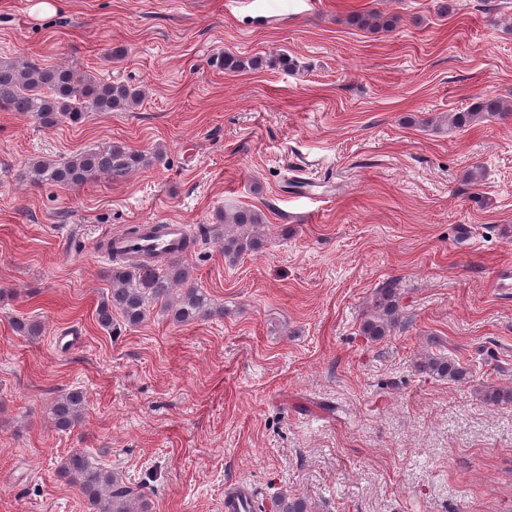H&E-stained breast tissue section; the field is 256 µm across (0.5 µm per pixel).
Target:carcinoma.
<instances>
[{"instance_id":"1","label":"carcinoma","mask_w":512,"mask_h":512,"mask_svg":"<svg viewBox=\"0 0 512 512\" xmlns=\"http://www.w3.org/2000/svg\"><path fill=\"white\" fill-rule=\"evenodd\" d=\"M398 18H386L374 11L359 13L353 22L362 27L392 28ZM226 72L256 69L262 59L243 60L226 55L218 60ZM145 91L139 86L112 83L75 67L49 66L30 59L0 58V111L19 112L52 127L60 122L79 124L89 112H112L139 106ZM512 114V103L483 99L451 116L449 127L463 129L488 117L505 118ZM151 163L147 154L120 143H108L75 154L65 160L33 158L23 168L20 178L33 185L78 186L101 176L111 183H122L131 173ZM224 226V258L234 262L247 251L263 246L264 220L261 213L236 208L218 214ZM110 296L101 300L96 319L99 326L112 330L118 314L128 326L138 325L160 305L177 325L190 324L224 314L206 291L193 285V270L179 259H138L128 255L112 257L107 272ZM16 332L35 338L42 331L34 319L13 321ZM404 327L399 295L393 281L380 287L361 323L360 331L371 340H380ZM418 371L461 380L468 369L456 365L445 355L427 354L417 364ZM85 393L72 389L59 395L47 410L50 422L60 430L77 425L86 409ZM60 475L76 486L86 501L87 512H149L150 506L137 489L127 485L122 475L107 468L85 453L74 451L62 462ZM271 512H312L306 500L278 491L271 496Z\"/></svg>"}]
</instances>
